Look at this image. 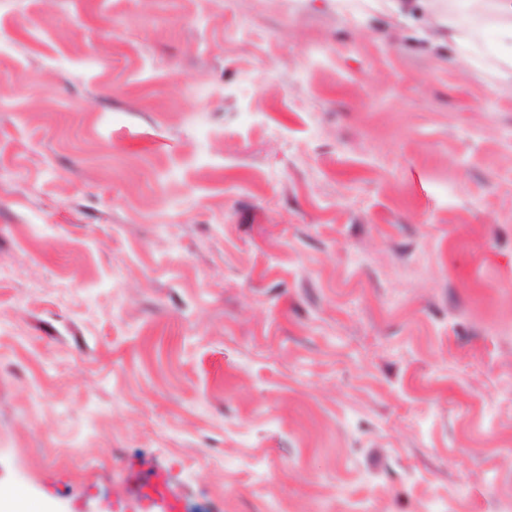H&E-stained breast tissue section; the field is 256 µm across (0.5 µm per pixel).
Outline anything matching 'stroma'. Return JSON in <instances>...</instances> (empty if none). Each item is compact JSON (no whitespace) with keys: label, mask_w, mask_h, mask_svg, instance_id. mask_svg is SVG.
Returning a JSON list of instances; mask_svg holds the SVG:
<instances>
[{"label":"stroma","mask_w":512,"mask_h":512,"mask_svg":"<svg viewBox=\"0 0 512 512\" xmlns=\"http://www.w3.org/2000/svg\"><path fill=\"white\" fill-rule=\"evenodd\" d=\"M462 13L0 0V486L512 512V96ZM139 496L149 506H157L162 512H178L180 501L171 490L168 479L163 472L156 471L151 478L137 486Z\"/></svg>","instance_id":"35a3bbf8"}]
</instances>
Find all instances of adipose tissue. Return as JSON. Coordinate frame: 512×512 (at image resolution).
Masks as SVG:
<instances>
[{"instance_id": "adipose-tissue-1", "label": "adipose tissue", "mask_w": 512, "mask_h": 512, "mask_svg": "<svg viewBox=\"0 0 512 512\" xmlns=\"http://www.w3.org/2000/svg\"><path fill=\"white\" fill-rule=\"evenodd\" d=\"M467 20L455 23L454 41L457 46L466 47L483 39L485 29L482 18L493 13V29L500 47L499 59L506 67L500 83L494 91L498 94L512 92V0H464Z\"/></svg>"}]
</instances>
